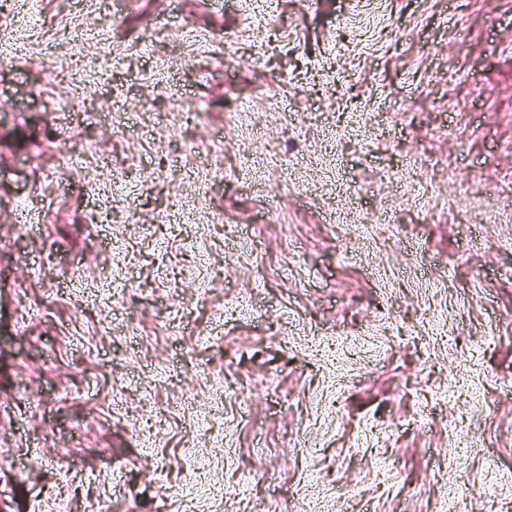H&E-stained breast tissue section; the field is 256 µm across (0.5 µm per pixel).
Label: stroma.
Segmentation results:
<instances>
[{"label":"stroma","mask_w":512,"mask_h":512,"mask_svg":"<svg viewBox=\"0 0 512 512\" xmlns=\"http://www.w3.org/2000/svg\"><path fill=\"white\" fill-rule=\"evenodd\" d=\"M9 2L0 512H512V0Z\"/></svg>","instance_id":"stroma-1"}]
</instances>
